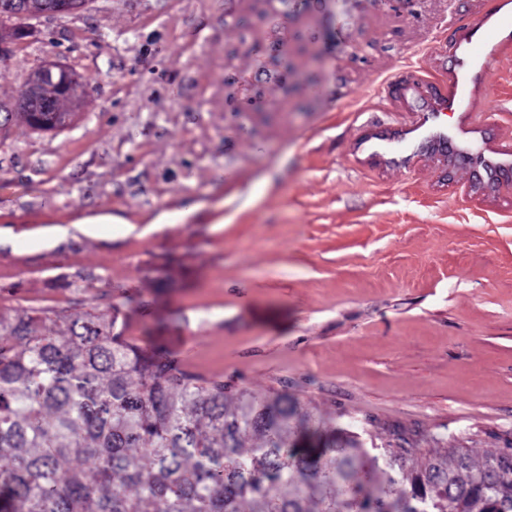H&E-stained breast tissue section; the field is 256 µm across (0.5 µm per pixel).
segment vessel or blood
<instances>
[{"mask_svg":"<svg viewBox=\"0 0 512 512\" xmlns=\"http://www.w3.org/2000/svg\"><path fill=\"white\" fill-rule=\"evenodd\" d=\"M512 42V0H499L495 12L478 15L448 46L452 65L441 77H419L410 82L388 80L395 95L418 100L421 118L416 126L368 130L355 144L358 154L389 163L405 162L416 148L435 141L449 145L486 176L512 169V152L491 155L482 148L487 127L468 122L478 111L486 79L495 67L500 48ZM456 114L454 125L441 124L442 115Z\"/></svg>","mask_w":512,"mask_h":512,"instance_id":"1","label":"vessel or blood"}]
</instances>
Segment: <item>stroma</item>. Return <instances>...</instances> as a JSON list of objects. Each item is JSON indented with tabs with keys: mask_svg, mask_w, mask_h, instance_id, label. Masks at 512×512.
Instances as JSON below:
<instances>
[{
	"mask_svg": "<svg viewBox=\"0 0 512 512\" xmlns=\"http://www.w3.org/2000/svg\"><path fill=\"white\" fill-rule=\"evenodd\" d=\"M496 8L90 0L34 22L0 99L45 61L91 88L62 131L0 133V317L113 308L144 351L364 443L512 448V171L476 185L432 148L405 167L354 152L369 114L419 118L384 81L442 75ZM480 106L486 149L512 146V45Z\"/></svg>",
	"mask_w": 512,
	"mask_h": 512,
	"instance_id": "obj_1",
	"label": "stroma"
}]
</instances>
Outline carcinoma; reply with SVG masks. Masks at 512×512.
I'll return each instance as SVG.
<instances>
[{"label":"carcinoma","mask_w":512,"mask_h":512,"mask_svg":"<svg viewBox=\"0 0 512 512\" xmlns=\"http://www.w3.org/2000/svg\"><path fill=\"white\" fill-rule=\"evenodd\" d=\"M85 5L0 0V31L17 41L37 13ZM114 327L110 310L0 320V512H512V448L478 461L321 444L323 422L297 403L148 355Z\"/></svg>","instance_id":"carcinoma-1"}]
</instances>
